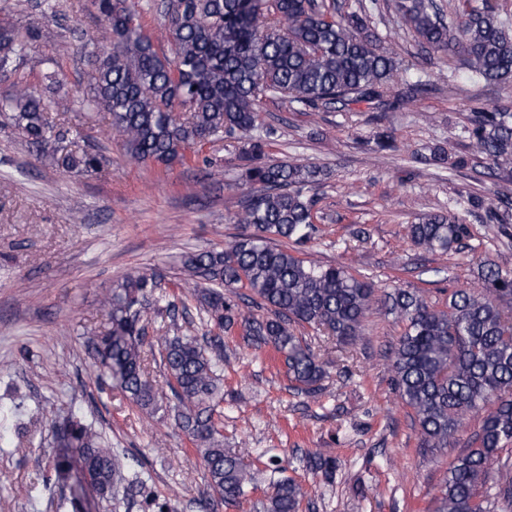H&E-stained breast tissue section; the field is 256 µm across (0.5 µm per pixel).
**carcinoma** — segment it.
<instances>
[{"label":"carcinoma","mask_w":512,"mask_h":512,"mask_svg":"<svg viewBox=\"0 0 512 512\" xmlns=\"http://www.w3.org/2000/svg\"><path fill=\"white\" fill-rule=\"evenodd\" d=\"M105 23V35L88 39L90 102L112 116L130 159L171 168L189 161L186 149L224 137L244 139L238 159L251 195L235 223L245 232L223 248L186 254L182 265L195 285H206L199 320L210 335L158 337L159 356L171 399L159 400L144 368L145 325L150 311L167 300L157 273H129L103 298L111 327L95 342L104 376L142 412L173 414L206 470L209 496L227 505L247 494L253 475L236 451L224 447L215 415L224 401L219 366L224 334L238 329L247 344L269 347L288 380L307 394L321 390L326 362L299 333L311 328L355 348L365 322L381 302L403 324L389 349L391 385L412 410L419 447L456 446L468 418L485 411L481 425L449 465L431 512H512V465L500 453L512 447V272L482 263L478 286L448 293L443 306L422 288H394L379 297L376 286L344 265H320L277 244L302 246L314 238V200L305 190L322 183L315 164L275 162L266 137L257 133L260 105L267 100L305 110L370 101L397 103L424 91L417 80L407 93L400 62L371 29L370 0L338 16L320 0H165L169 52L158 51L140 23L138 0H91ZM395 8L420 43L434 54L460 56L471 76L486 82L512 79V29L496 8L470 9L456 24L445 20L436 0H396ZM46 36L38 28L17 33L0 27V72L17 68L30 42ZM74 100L58 98L16 82L0 100L23 140L46 150L66 131L48 114ZM471 149L494 165L512 163V112L479 108L468 116ZM101 157L70 150L56 158L64 171L97 168ZM414 246L431 254L463 253L468 225L456 214L429 212L410 225ZM252 305L263 315L244 312ZM60 451L56 479L80 475L73 512H84L85 489L101 500L135 499L140 512H172L151 489L143 470L105 447L100 433L70 414L57 430ZM494 490L480 492L490 478ZM304 492L283 477L263 505L264 512H299Z\"/></svg>","instance_id":"1"}]
</instances>
